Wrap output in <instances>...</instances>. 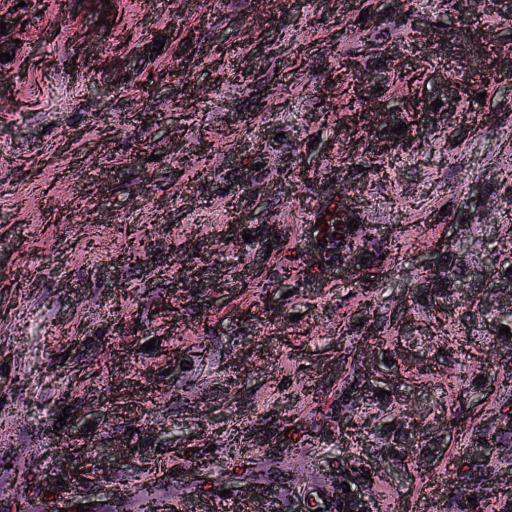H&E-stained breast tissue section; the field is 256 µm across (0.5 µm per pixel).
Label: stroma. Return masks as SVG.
Segmentation results:
<instances>
[{
  "mask_svg": "<svg viewBox=\"0 0 512 512\" xmlns=\"http://www.w3.org/2000/svg\"><path fill=\"white\" fill-rule=\"evenodd\" d=\"M0 24V512H139L146 494L305 512L340 473L351 512H448L424 475L454 483L470 433L512 411L501 324L477 310L512 255V81L458 125L448 67L512 58V0H0ZM390 141L384 178L367 157ZM333 199L363 242L344 279L308 221ZM149 223L161 247L119 266ZM446 258L462 281L416 296ZM306 263L320 278L293 275ZM351 366L365 399L337 402ZM120 444L163 479L105 463L79 484L58 463ZM277 473L295 480L267 493Z\"/></svg>",
  "mask_w": 512,
  "mask_h": 512,
  "instance_id": "stroma-1",
  "label": "stroma"
}]
</instances>
